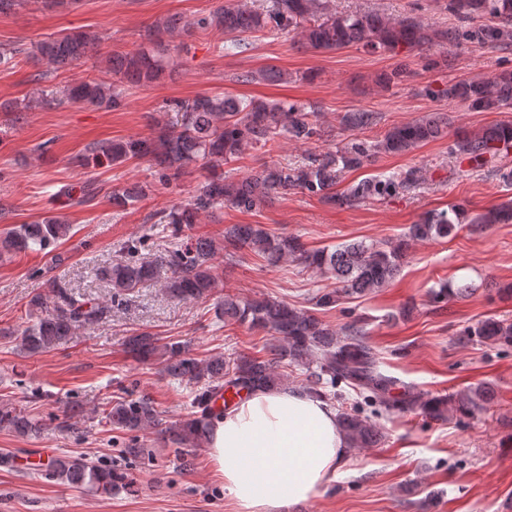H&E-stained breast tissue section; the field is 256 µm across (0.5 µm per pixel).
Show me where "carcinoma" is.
Returning a JSON list of instances; mask_svg holds the SVG:
<instances>
[{
	"label": "carcinoma",
	"instance_id": "cac0c4a2",
	"mask_svg": "<svg viewBox=\"0 0 512 512\" xmlns=\"http://www.w3.org/2000/svg\"><path fill=\"white\" fill-rule=\"evenodd\" d=\"M448 13L461 22L480 21L478 28L463 30L456 25L445 29L431 28L413 18H389L379 13H335L330 0H228L205 16L169 17L149 28L147 38L152 52L114 53L108 57L107 69L116 81L80 82L57 99L84 102L98 108L121 106L125 90L152 84L166 69L164 36L176 30L189 33L195 29L215 27L224 32V44L238 48L245 36L264 30L293 32L303 44L315 50L335 51L357 46L369 53L423 50L434 45L456 47L465 39L482 45L512 44V0H446ZM102 37L84 29L64 31L34 44L26 59L45 62L59 70L99 52ZM413 76L404 61L378 76L385 87L399 84ZM261 80L271 84L288 82L278 68L260 71ZM242 74L243 83L257 79ZM425 95L460 103L476 112H500L512 108V71L461 80L442 89L429 86ZM169 111L176 113L170 124L159 127L148 139L97 144L89 149L91 159H105L117 165L131 157H149L160 169V182L168 185L178 179L192 163L204 160L210 175L194 190L185 204H174L153 215L155 223L168 226L170 246L167 255L156 261L138 257L136 244L128 246L127 259L103 267L96 276L107 281L113 295L120 297L154 282L161 269L168 268L165 291L178 300L198 301L209 298L216 288L214 259L219 251L230 257L253 253L268 265L278 266L291 260L306 269L331 274L336 287L318 295L315 305L330 307L344 298H358L388 285L398 274L409 244L415 241L446 238L463 223L461 212L451 207L434 211L410 225L402 238L380 246L357 241L333 250H309L295 236H280L262 224H232L224 228L221 241L193 237L185 228L228 205L251 211L291 191H306L340 207L353 208L367 201H384L418 188L423 176L418 169L389 176H370L351 184L338 193L336 186L349 171L364 168L384 154H402L444 137L448 116L430 112L409 123L390 128L377 140L351 138L336 150L311 152L301 163L264 164L241 178L224 176V164L240 157L246 150L263 148L276 138L309 141L332 136L310 122L311 107L282 100H244L227 95H197L177 101ZM377 113L358 110L347 112L341 125L349 131L375 125ZM451 153L466 161L470 169L487 166L512 153V123L494 125L456 139ZM147 187L135 186L112 191V208L123 211L146 196ZM481 229L491 224L512 223V200L491 207L470 219ZM71 225L63 217L51 214L33 224H21L0 236V254L19 251H50L69 236ZM50 294L29 300L31 324L19 333V346L27 354L48 352L63 344L81 329L97 324L108 313V306L76 295L66 284L54 280ZM470 288L446 281L431 289L433 301L443 302L451 296L463 297ZM227 322L246 324L269 333V357L248 354L226 358L213 355L195 357L181 342L158 344L148 333L127 339L128 352L139 358L159 356L163 371L174 380L193 385V412L179 421L164 422L154 402L145 396L121 398L105 410V423L126 435L124 455L139 458L149 454L139 433L151 430L161 439L180 448H198L207 440L208 425L216 412V402L228 389L250 392L254 389H277L287 384L285 366L301 367L307 373V391L326 402L344 403L342 394L332 391L341 384L371 404L387 411H405L423 407L433 419L449 414H472L485 409L493 397L489 386L478 385L448 395L447 400L421 402L411 395L393 394L396 380L382 373L378 358L367 341V333L358 322L336 332L310 311L285 300L270 298L238 300L226 296L216 305ZM467 335L484 343L512 346V322L487 319L467 330ZM339 422L349 447L371 448L381 434L372 420L353 409L341 408ZM0 429L19 436H36L41 430L38 418L22 409L0 406ZM44 478L67 484L98 496L112 497L134 490V483L117 467L90 460L84 454L65 455L37 464Z\"/></svg>",
	"mask_w": 512,
	"mask_h": 512
}]
</instances>
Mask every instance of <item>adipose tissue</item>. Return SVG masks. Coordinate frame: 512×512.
Wrapping results in <instances>:
<instances>
[{"label": "adipose tissue", "instance_id": "ef3b65f1", "mask_svg": "<svg viewBox=\"0 0 512 512\" xmlns=\"http://www.w3.org/2000/svg\"><path fill=\"white\" fill-rule=\"evenodd\" d=\"M207 448L233 512L315 498L350 452L335 408L291 387L244 395L211 420Z\"/></svg>", "mask_w": 512, "mask_h": 512}]
</instances>
